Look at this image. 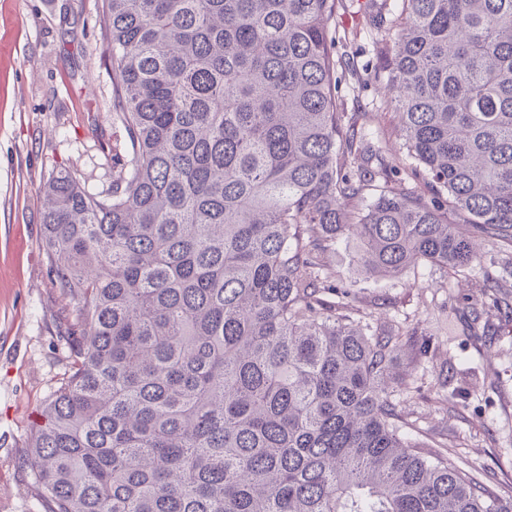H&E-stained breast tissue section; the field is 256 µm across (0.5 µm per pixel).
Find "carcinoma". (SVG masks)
Segmentation results:
<instances>
[{"label":"carcinoma","instance_id":"1","mask_svg":"<svg viewBox=\"0 0 512 512\" xmlns=\"http://www.w3.org/2000/svg\"><path fill=\"white\" fill-rule=\"evenodd\" d=\"M343 9L103 0L131 150L105 197L70 170L44 187L52 285L87 305L27 448L49 512H512L400 433L390 373L428 345L364 332L322 261L352 236L373 278L512 249V0H401L385 71L428 197L391 188L343 112ZM506 275L453 307L477 342L512 320Z\"/></svg>","mask_w":512,"mask_h":512}]
</instances>
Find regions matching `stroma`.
Wrapping results in <instances>:
<instances>
[{"label": "stroma", "instance_id": "35a3bbf8", "mask_svg": "<svg viewBox=\"0 0 512 512\" xmlns=\"http://www.w3.org/2000/svg\"><path fill=\"white\" fill-rule=\"evenodd\" d=\"M364 4L347 0L330 24L340 36L337 53L353 63L338 95L345 112L369 114L368 142L393 171V186L408 189L415 185L410 160L373 77L392 32H371ZM103 34L102 0H0V512H46L25 450L37 415L72 366L59 331L85 308L51 284L43 184L67 167L87 191L108 194L130 150L112 110L115 80ZM360 247L353 237L324 257L337 285L354 286L353 319L430 340L412 370L413 388L395 395L402 434L441 449L490 495L512 496V322L484 346L464 335L451 309L479 297L483 272L454 279L420 264L375 281L352 272Z\"/></svg>", "mask_w": 512, "mask_h": 512}]
</instances>
